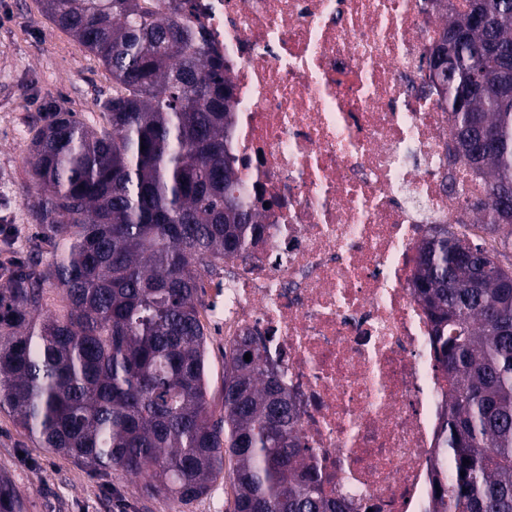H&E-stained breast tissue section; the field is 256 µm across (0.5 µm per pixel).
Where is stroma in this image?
Masks as SVG:
<instances>
[{
	"label": "stroma",
	"instance_id": "obj_1",
	"mask_svg": "<svg viewBox=\"0 0 512 512\" xmlns=\"http://www.w3.org/2000/svg\"><path fill=\"white\" fill-rule=\"evenodd\" d=\"M112 94V76L75 38L44 14L41 0H0V264L37 261L48 266L54 246L36 234L25 191L31 183L28 145L57 111L75 113L88 125L104 119L99 107ZM214 276L200 292L211 314L207 332L209 402L220 410L224 386V302L213 292ZM0 474L26 499L27 512H233L228 476L207 495L164 502L144 495L141 480L125 471L94 475L72 459L41 448L0 410Z\"/></svg>",
	"mask_w": 512,
	"mask_h": 512
}]
</instances>
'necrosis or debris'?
Segmentation results:
<instances>
[{
	"label": "necrosis or debris",
	"instance_id": "necrosis-or-debris-1",
	"mask_svg": "<svg viewBox=\"0 0 512 512\" xmlns=\"http://www.w3.org/2000/svg\"><path fill=\"white\" fill-rule=\"evenodd\" d=\"M233 94L229 153L260 241L224 258V336L262 337L324 496L428 512L448 380L414 285L486 183L449 163L427 76L434 0H191Z\"/></svg>",
	"mask_w": 512,
	"mask_h": 512
}]
</instances>
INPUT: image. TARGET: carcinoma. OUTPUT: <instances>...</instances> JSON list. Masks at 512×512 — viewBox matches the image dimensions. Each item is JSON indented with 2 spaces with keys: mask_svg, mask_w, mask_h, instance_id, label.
Wrapping results in <instances>:
<instances>
[{
  "mask_svg": "<svg viewBox=\"0 0 512 512\" xmlns=\"http://www.w3.org/2000/svg\"><path fill=\"white\" fill-rule=\"evenodd\" d=\"M47 16L112 75L104 125L56 112L33 135L30 212L63 245L43 271L5 270L0 288V409L49 452L92 473L120 468L152 498L207 494L232 464L233 512H347L325 499L295 432L296 417L266 368L261 338L224 344L223 411L208 402L200 279L243 255L261 233L226 149L231 90L224 65L179 18L144 0H43ZM484 16L457 36L459 84L512 64V0H467ZM508 89L453 117L455 160L481 171L474 209L499 247L440 232L418 256L416 286L448 375L431 512H512V73ZM494 146L473 149L486 135ZM66 313L44 312L46 285ZM251 359L244 360L245 354ZM469 463H463V459ZM465 475H460V472ZM0 512H25L0 475Z\"/></svg>",
  "mask_w": 512,
  "mask_h": 512,
  "instance_id": "carcinoma-1",
  "label": "carcinoma"
}]
</instances>
